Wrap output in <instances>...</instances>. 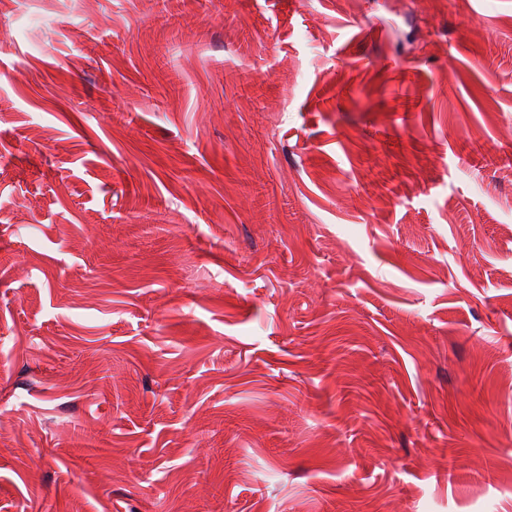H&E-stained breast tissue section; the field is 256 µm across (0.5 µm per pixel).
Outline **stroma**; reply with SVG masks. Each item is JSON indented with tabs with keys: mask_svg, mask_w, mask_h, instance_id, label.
Instances as JSON below:
<instances>
[{
	"mask_svg": "<svg viewBox=\"0 0 512 512\" xmlns=\"http://www.w3.org/2000/svg\"><path fill=\"white\" fill-rule=\"evenodd\" d=\"M512 0H0V512H512Z\"/></svg>",
	"mask_w": 512,
	"mask_h": 512,
	"instance_id": "1",
	"label": "stroma"
}]
</instances>
